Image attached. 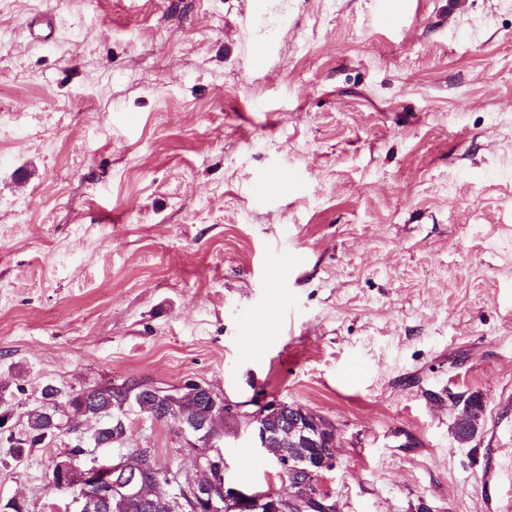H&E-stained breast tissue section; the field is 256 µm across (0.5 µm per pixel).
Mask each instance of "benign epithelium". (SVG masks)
Segmentation results:
<instances>
[{
	"instance_id": "benign-epithelium-1",
	"label": "benign epithelium",
	"mask_w": 512,
	"mask_h": 512,
	"mask_svg": "<svg viewBox=\"0 0 512 512\" xmlns=\"http://www.w3.org/2000/svg\"><path fill=\"white\" fill-rule=\"evenodd\" d=\"M204 391L210 397L211 412L219 416L237 418L238 407L227 403L212 390L197 384L193 392ZM148 399L156 413H169L179 402L182 389L167 390L153 386L147 389ZM289 420L283 430H275L270 424L274 417ZM250 426V442L254 448L274 452L275 467L279 475H288L292 480V492L282 494L270 486L262 492L249 493L238 488L226 478L227 462L221 444L206 433L207 448L189 437L188 428L179 426V433L185 442V451L194 456L197 468L205 474L198 479L186 474L176 476L177 499H185L193 506L192 512H199L201 506L209 512H336V500L324 485V473L335 467V451L317 457L309 454L295 455L288 447H318L322 441L336 443L333 427L321 416L307 408H298L295 403L272 399L247 414ZM58 474L73 486H80L91 492V496L75 498L67 509L74 512L104 509L111 477L127 468V461L105 459L89 464L80 462V455L69 450L61 453L54 461Z\"/></svg>"
}]
</instances>
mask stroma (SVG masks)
<instances>
[{
  "label": "stroma",
  "mask_w": 512,
  "mask_h": 512,
  "mask_svg": "<svg viewBox=\"0 0 512 512\" xmlns=\"http://www.w3.org/2000/svg\"><path fill=\"white\" fill-rule=\"evenodd\" d=\"M0 0V414L45 384L177 387L333 424L338 512H512V0ZM268 67H249L253 45ZM291 169L277 198L263 179ZM299 258L278 285L261 266ZM271 340L248 355L245 320ZM485 404L452 435L456 399ZM243 417L227 477L289 493ZM124 438L196 474L173 423ZM95 420L15 458L0 503Z\"/></svg>",
  "instance_id": "1"
}]
</instances>
